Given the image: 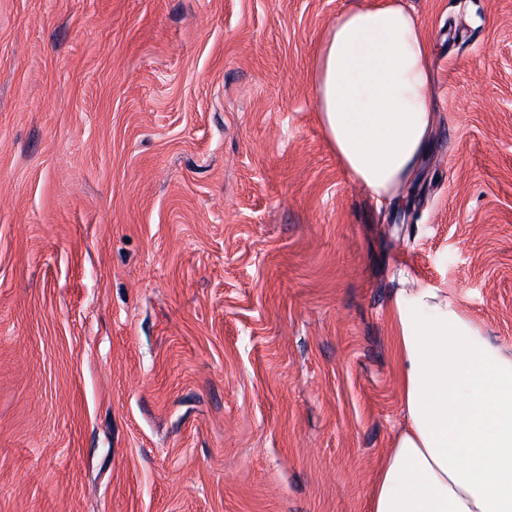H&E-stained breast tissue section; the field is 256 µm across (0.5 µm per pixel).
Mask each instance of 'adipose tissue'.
I'll return each mask as SVG.
<instances>
[{
  "label": "adipose tissue",
  "mask_w": 512,
  "mask_h": 512,
  "mask_svg": "<svg viewBox=\"0 0 512 512\" xmlns=\"http://www.w3.org/2000/svg\"><path fill=\"white\" fill-rule=\"evenodd\" d=\"M429 45L402 0H363L320 40L319 121L348 179L376 203L419 173L433 127ZM389 317L404 424L368 512H512V350L444 288H405Z\"/></svg>",
  "instance_id": "obj_1"
}]
</instances>
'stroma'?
Instances as JSON below:
<instances>
[{"label":"stroma","instance_id":"stroma-1","mask_svg":"<svg viewBox=\"0 0 512 512\" xmlns=\"http://www.w3.org/2000/svg\"><path fill=\"white\" fill-rule=\"evenodd\" d=\"M358 0H0V512H367L388 308L512 349V0H404L435 133L375 206L316 112Z\"/></svg>","mask_w":512,"mask_h":512}]
</instances>
